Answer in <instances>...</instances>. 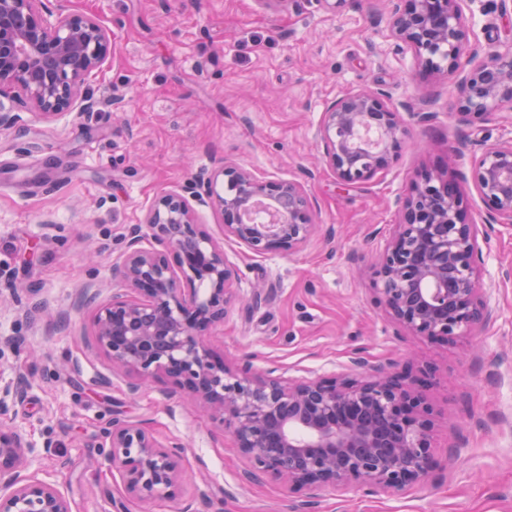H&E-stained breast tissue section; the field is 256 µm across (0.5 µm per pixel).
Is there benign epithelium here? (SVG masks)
<instances>
[{
	"instance_id": "obj_1",
	"label": "benign epithelium",
	"mask_w": 512,
	"mask_h": 512,
	"mask_svg": "<svg viewBox=\"0 0 512 512\" xmlns=\"http://www.w3.org/2000/svg\"><path fill=\"white\" fill-rule=\"evenodd\" d=\"M68 0H0V94L14 91L42 119L91 107L87 77L111 53L112 33ZM390 15L391 36L432 73L465 72L458 113L470 123L512 106V55H466L474 33L466 9L474 0H403ZM403 130L387 96L361 90L333 101L317 136L323 158L346 186L370 182L396 157ZM192 198L160 194L145 224L131 233L121 266L123 291L99 305L94 344L112 365L135 375L129 385L166 377L204 404L234 439L244 476H269L290 492L369 487L398 492L434 468L432 422L422 381L379 370L364 378L283 382L251 363L229 364L208 346L234 300L236 267L198 224L197 207L220 213L224 235L256 254L291 253L315 231L312 202L294 181H259L232 161L196 177ZM472 180L487 218L512 224V141L477 157ZM149 241L150 247L142 246ZM477 225L443 172H425L404 199L401 222L375 271L378 302L417 336L456 342L490 312L481 296ZM209 285L206 295L197 285ZM22 391L0 387V512H72L53 485L23 473L31 445L8 421V401ZM104 459L121 473L126 494L142 503L180 495L176 450L143 428L114 421L103 432Z\"/></svg>"
}]
</instances>
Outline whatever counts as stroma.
I'll list each match as a JSON object with an SVG mask.
<instances>
[{"label": "stroma", "mask_w": 512, "mask_h": 512, "mask_svg": "<svg viewBox=\"0 0 512 512\" xmlns=\"http://www.w3.org/2000/svg\"><path fill=\"white\" fill-rule=\"evenodd\" d=\"M397 0H70L112 32L86 88L90 111L56 121L0 112V385H18L12 422L31 443L25 472L57 487L72 512H512V227L487 225L471 179L483 150L512 140V108L467 124L460 77L423 74L388 20ZM471 45L512 54V6L473 10ZM384 90L410 140L370 183L341 188L320 157L327 106ZM431 113L419 122L416 110ZM232 161L256 179L302 184L314 234L296 252L252 253L199 208L204 230L238 271L243 303L211 338L227 360L285 379L359 375L354 359L424 380L437 466L395 494L364 488L290 493L242 477L234 440L170 380L130 394L131 373L93 346L92 315L122 291L129 231L164 191L190 195L196 173ZM458 184L482 236L491 317L471 346L416 336L377 302L374 269L418 174ZM181 450L178 503L130 499L99 452L112 420Z\"/></svg>", "instance_id": "35a3bbf8"}]
</instances>
